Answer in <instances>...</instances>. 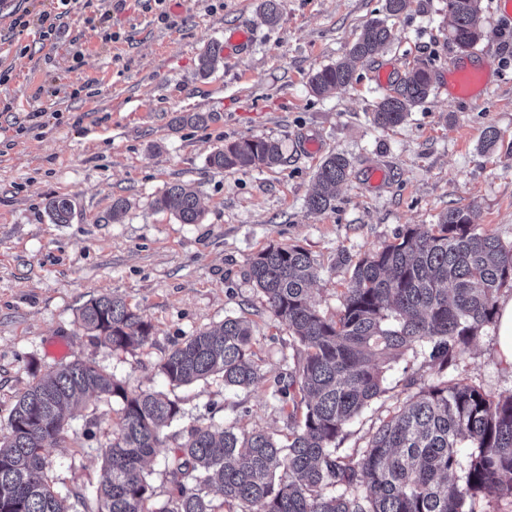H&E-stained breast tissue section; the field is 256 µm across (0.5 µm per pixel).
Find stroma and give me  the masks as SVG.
<instances>
[{"label":"stroma","instance_id":"35a3bbf8","mask_svg":"<svg viewBox=\"0 0 512 512\" xmlns=\"http://www.w3.org/2000/svg\"><path fill=\"white\" fill-rule=\"evenodd\" d=\"M499 0H482L488 33L470 55L489 66L486 93L458 99L448 65L459 52L448 39V0H412L388 20L392 41L358 66L344 90L315 96L309 80L343 58L384 0H279V20L264 22L262 0H72L57 39L39 37V18L56 0H0V434L17 397L60 366L81 359L130 391L161 392L184 418L165 431L151 464L150 508L170 495L167 462L193 424L263 430L286 438L291 403L277 394L293 350L288 329L247 277L249 260L271 244L304 248L319 270L311 297L335 317L356 257L392 242L405 226L437 223L447 210L470 211L480 231L512 244V17ZM30 25L13 26L14 10ZM58 13V12H57ZM250 35L245 55L222 57L209 78L197 75L206 46L225 32ZM412 68L433 87L399 126L372 122L376 103ZM45 112V125L32 113ZM202 112L206 123L179 126ZM25 134H18V127ZM499 139L484 148L487 129ZM260 136L280 144L271 168L225 170L209 156L224 143ZM313 138L317 153L304 152ZM347 157L351 173L324 212L306 200L322 161ZM383 171L381 184L372 175ZM197 193L203 218L183 224L158 210L170 185ZM49 196L72 204L69 223H54ZM126 202L119 221L114 199ZM118 295L152 324L148 343L127 350L101 344L82 327L89 299ZM246 318L252 325L259 381L225 388L221 376L174 387L160 372L189 336ZM498 325L483 327L443 373L406 353L384 375V392L346 428L340 454L366 447L380 423L419 388L463 382L499 397L512 393V367L497 355ZM120 399L88 398L68 419L65 443L46 449L45 475L71 512H96L102 454L120 422Z\"/></svg>","mask_w":512,"mask_h":512}]
</instances>
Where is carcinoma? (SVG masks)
I'll list each match as a JSON object with an SVG mask.
<instances>
[{
    "label": "carcinoma",
    "instance_id": "carcinoma-1",
    "mask_svg": "<svg viewBox=\"0 0 512 512\" xmlns=\"http://www.w3.org/2000/svg\"><path fill=\"white\" fill-rule=\"evenodd\" d=\"M480 0H448V35L462 52L484 34ZM410 0H385L386 18L369 21L348 58L316 71L311 91L348 87L355 64L372 59L390 39L387 19ZM219 52L208 46L198 59L202 78ZM432 76L409 72L372 112L374 124L396 127L431 92ZM281 160L277 142L258 136L224 144L209 157L222 169L270 167ZM350 162L327 156L307 199L310 211L331 206ZM182 224H198L196 193L173 184L156 199ZM56 224H67L71 203L43 202ZM352 267L336 319L313 305L310 286L318 270L298 245H270L253 256L247 276L272 314L288 327L296 348L290 382L277 389L291 398L295 427L286 441L265 431L193 425L167 464L172 492L158 512H215L208 499L217 487L239 512H475L474 499L512 498V393L497 400L457 382L420 389L383 421L368 444L337 454L336 440L383 393L386 366L407 351L430 348L442 371L456 362L481 329L492 323L502 288L512 282V246L478 230L468 212L450 209L426 229L408 227L395 240L360 257ZM81 325L115 350L146 344L152 332L143 313L118 296L103 295L79 309ZM252 330L244 318L188 337L160 366L172 385L221 375L224 386L246 389L260 377L252 360ZM88 395L121 399V428L105 449L95 489L98 512H151L144 469L163 442L164 428L182 416L179 403L150 391L129 392L92 362L76 360L29 386L16 400L0 435V512H70L43 475L44 453L66 441L53 426ZM305 404L301 419L294 410ZM332 485L336 494L325 493Z\"/></svg>",
    "mask_w": 512,
    "mask_h": 512
}]
</instances>
